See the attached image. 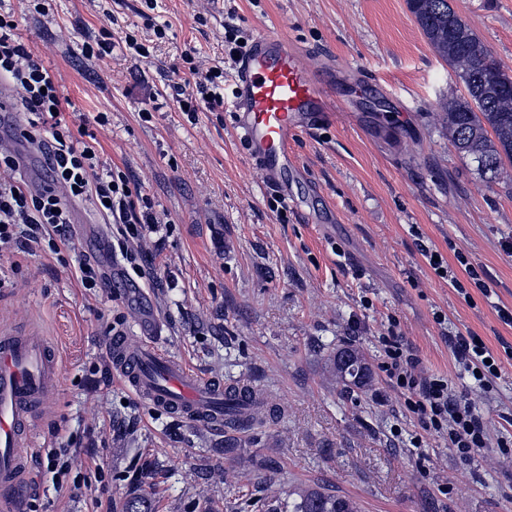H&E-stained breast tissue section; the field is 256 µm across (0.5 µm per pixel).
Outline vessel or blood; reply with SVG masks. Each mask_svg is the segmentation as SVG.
<instances>
[{"instance_id":"b4317fda","label":"vessel or blood","mask_w":512,"mask_h":512,"mask_svg":"<svg viewBox=\"0 0 512 512\" xmlns=\"http://www.w3.org/2000/svg\"><path fill=\"white\" fill-rule=\"evenodd\" d=\"M234 126L251 162L269 185L288 194V174H303L293 146L334 109L327 82L309 66L306 51L287 32L257 31L234 77ZM143 343L129 348L122 334L109 341L122 383L156 409L189 422L224 425V386L174 360L154 344L159 321L141 315ZM61 360L44 336L0 329V489L25 496L27 448L33 425L51 403Z\"/></svg>"}]
</instances>
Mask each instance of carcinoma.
Here are the masks:
<instances>
[{"label": "carcinoma", "instance_id": "obj_1", "mask_svg": "<svg viewBox=\"0 0 512 512\" xmlns=\"http://www.w3.org/2000/svg\"><path fill=\"white\" fill-rule=\"evenodd\" d=\"M410 12L436 54L449 63L463 84L465 94L442 105L448 133L456 150L477 164L487 179L497 178L504 164H512V91L497 89L490 81L498 65L492 50L483 41L478 45L457 35L471 31L469 25L450 6L449 0H407ZM336 381L345 388L362 389L371 381L364 353L353 346L336 350L328 358ZM234 390L224 392L225 427L241 425L236 411ZM265 512H360L345 497L321 488H301L281 502L273 496L258 500Z\"/></svg>", "mask_w": 512, "mask_h": 512}]
</instances>
